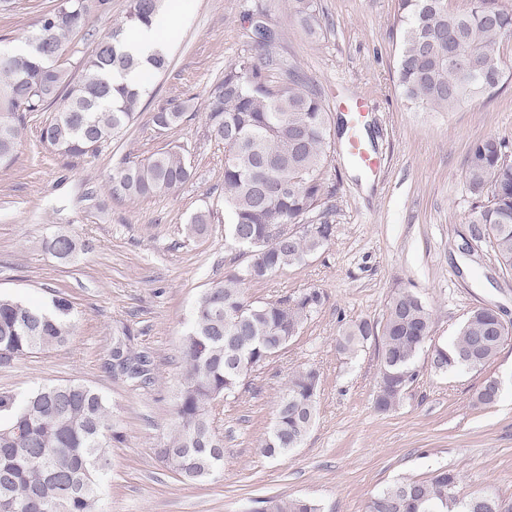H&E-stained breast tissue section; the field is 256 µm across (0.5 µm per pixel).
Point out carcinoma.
Listing matches in <instances>:
<instances>
[{
	"instance_id": "1",
	"label": "carcinoma",
	"mask_w": 512,
	"mask_h": 512,
	"mask_svg": "<svg viewBox=\"0 0 512 512\" xmlns=\"http://www.w3.org/2000/svg\"><path fill=\"white\" fill-rule=\"evenodd\" d=\"M109 0H61L42 15L31 46L0 56V164L13 159L23 114L55 108L40 129L43 146L66 158L96 153L130 126L144 94L141 87L114 83L113 75L139 68L141 60L124 50L130 29L149 25L162 0H129L124 22L100 37L96 49L78 62L79 76L60 63L65 41L89 33L94 11ZM309 33L322 30L315 0H293ZM403 24L396 62L405 100L427 112H451L461 102L491 96L505 77L500 56L512 39V9L500 0H471L453 12L448 0H399ZM254 54L224 67L206 105L210 136L224 144V212L231 243L252 252L246 267L225 276L197 299L178 353L183 380L163 446L156 449L166 467L190 482H201L224 465V438L213 434L218 405L236 397L257 371L299 335L322 295L309 289L296 297L249 301L244 281L263 279L299 265L335 236V225L321 207L333 194L326 178L328 113L318 84L276 50L278 36L266 14H246ZM460 44L477 74L457 94L449 45ZM185 104L160 106L152 115L167 132L183 121ZM193 176L184 149L171 145L112 172L117 199L175 193ZM465 179L475 197L489 204L469 219V236L487 243L499 263L512 271V155L505 140L476 141L465 159ZM209 206L191 217L188 234L202 236L212 223ZM55 258L71 262L81 251L75 236L58 230L44 241ZM70 301L57 296L49 306L0 295V356L12 360L66 344L73 335ZM432 312L420 297L402 291L386 304L382 320L359 319L341 325L336 350L352 355L370 341L380 359L375 405L393 409L415 383L414 363L431 341ZM512 332L489 308L471 310L449 344L433 350L440 371L465 366L482 369ZM126 327L111 355L122 359L120 374L133 385L152 383L149 356L128 342ZM320 372L302 367L289 376L279 397L276 419L261 443L266 457L299 447L317 411ZM124 435L112 422L111 405L79 381L46 384L17 399L0 394V512H102L101 486L107 449ZM457 475L439 470L426 480L387 487L368 503V512H498L496 504L473 494L456 503ZM260 512H323L302 497L260 500Z\"/></svg>"
}]
</instances>
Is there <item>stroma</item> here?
I'll use <instances>...</instances> for the list:
<instances>
[{
  "label": "stroma",
  "mask_w": 512,
  "mask_h": 512,
  "mask_svg": "<svg viewBox=\"0 0 512 512\" xmlns=\"http://www.w3.org/2000/svg\"><path fill=\"white\" fill-rule=\"evenodd\" d=\"M60 0H13L0 8V46L24 45L41 14ZM321 33L303 27L289 0H186L168 50L169 68L152 76L138 118L97 154L70 160L45 149L39 131L51 115L32 113L17 157L0 166V294L35 304L54 296L72 304L75 332L65 346L0 365V393L23 397L38 386L77 380L104 394L126 436L110 450L104 512H253L260 499L307 497L325 512H367L394 483L425 480L447 469L457 495L487 491L512 503V337L480 370L440 372L432 349L450 342L466 315L494 309L512 327V273L488 246L466 244L480 200L467 189L466 155L475 141L512 143V41L500 52L506 76L498 92L451 112H422L401 95L396 55L398 0H316ZM129 0H109L89 18L91 38L67 40L68 68L121 24ZM264 9L280 35L279 51L321 88L331 149L326 179L335 190V238L298 266L245 282L249 300H275L314 288L323 295L300 335L224 401L216 426L224 466L201 483L183 481L156 456L181 378L178 348L201 293L247 263L225 245L224 147L210 140L205 104L225 65L249 53L245 12ZM366 98L362 136L382 160L378 171L354 167L341 153L342 105ZM186 102L183 123L166 133L151 121L168 100ZM186 150L193 179L174 194L114 199L112 171L167 143ZM214 219L205 236L186 226L201 206ZM64 229L86 246L65 263L44 240ZM409 290L432 310L431 345L417 360V381L391 411L375 406L378 351L336 350L340 324L382 319L389 299ZM129 326L153 361L155 381L135 388L108 367L112 336ZM321 374L318 413L303 444L277 458L260 444L274 423L291 369ZM502 380L497 403L474 405L488 377Z\"/></svg>",
  "instance_id": "obj_1"
}]
</instances>
